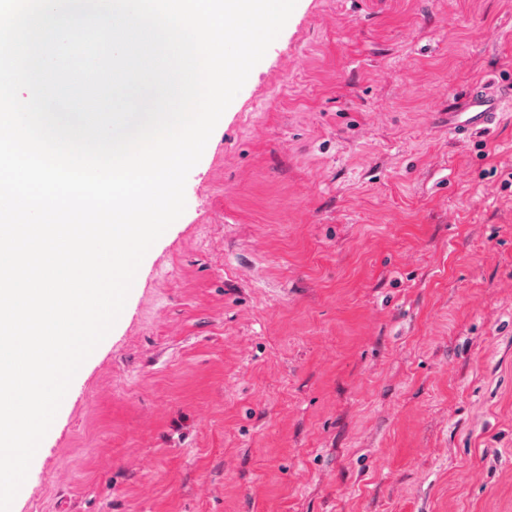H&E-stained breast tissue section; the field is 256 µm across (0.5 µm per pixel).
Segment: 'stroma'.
Returning a JSON list of instances; mask_svg holds the SVG:
<instances>
[{
	"label": "stroma",
	"instance_id": "35a3bbf8",
	"mask_svg": "<svg viewBox=\"0 0 512 512\" xmlns=\"http://www.w3.org/2000/svg\"><path fill=\"white\" fill-rule=\"evenodd\" d=\"M512 0H298L11 512H512ZM426 96L431 105L441 97H448V132L454 135L486 129L499 114L512 112V85H502L494 78L473 86L461 100L451 88L443 85L429 88ZM451 99L456 100L452 107Z\"/></svg>",
	"mask_w": 512,
	"mask_h": 512
}]
</instances>
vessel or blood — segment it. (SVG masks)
Returning a JSON list of instances; mask_svg holds the SVG:
<instances>
[{
	"instance_id": "b4317fda",
	"label": "vessel or blood",
	"mask_w": 512,
	"mask_h": 512,
	"mask_svg": "<svg viewBox=\"0 0 512 512\" xmlns=\"http://www.w3.org/2000/svg\"><path fill=\"white\" fill-rule=\"evenodd\" d=\"M512 112V85L487 79L448 109V131L462 134L488 128L498 115Z\"/></svg>"
}]
</instances>
